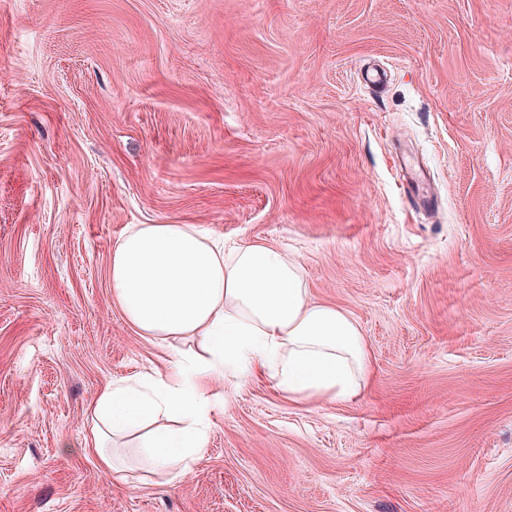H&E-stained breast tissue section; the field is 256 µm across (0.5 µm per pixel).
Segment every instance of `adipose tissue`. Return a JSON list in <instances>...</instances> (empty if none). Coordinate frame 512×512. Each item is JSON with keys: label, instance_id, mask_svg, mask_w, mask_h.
<instances>
[{"label": "adipose tissue", "instance_id": "obj_1", "mask_svg": "<svg viewBox=\"0 0 512 512\" xmlns=\"http://www.w3.org/2000/svg\"><path fill=\"white\" fill-rule=\"evenodd\" d=\"M112 298L143 335L202 338L196 355L172 348L164 375L112 381L90 412L86 452L117 469L113 438L144 430L142 453L173 477L206 445L207 384L255 370L289 398L350 401L369 358L358 323L314 302L301 264L273 246L231 249L194 224H133L112 251Z\"/></svg>", "mask_w": 512, "mask_h": 512}]
</instances>
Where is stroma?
Segmentation results:
<instances>
[{
  "label": "stroma",
  "instance_id": "35a3bbf8",
  "mask_svg": "<svg viewBox=\"0 0 512 512\" xmlns=\"http://www.w3.org/2000/svg\"><path fill=\"white\" fill-rule=\"evenodd\" d=\"M131 224L298 260L362 396L215 380L186 476L104 469L94 402L169 362ZM0 512H512V0H0Z\"/></svg>",
  "mask_w": 512,
  "mask_h": 512
}]
</instances>
